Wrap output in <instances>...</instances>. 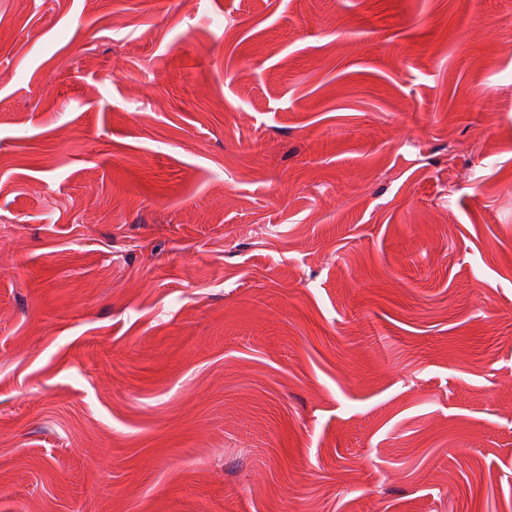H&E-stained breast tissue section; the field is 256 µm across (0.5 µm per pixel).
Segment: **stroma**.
<instances>
[{"label":"stroma","mask_w":512,"mask_h":512,"mask_svg":"<svg viewBox=\"0 0 512 512\" xmlns=\"http://www.w3.org/2000/svg\"><path fill=\"white\" fill-rule=\"evenodd\" d=\"M0 512H512V0H0Z\"/></svg>","instance_id":"obj_1"}]
</instances>
